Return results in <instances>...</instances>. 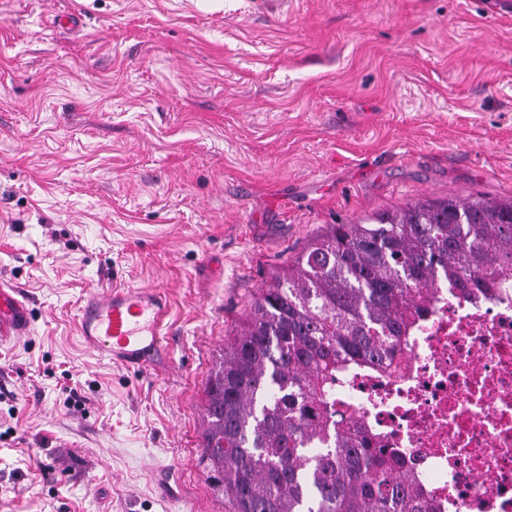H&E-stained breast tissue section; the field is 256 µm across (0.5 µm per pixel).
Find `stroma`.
I'll return each instance as SVG.
<instances>
[{
	"label": "stroma",
	"mask_w": 512,
	"mask_h": 512,
	"mask_svg": "<svg viewBox=\"0 0 512 512\" xmlns=\"http://www.w3.org/2000/svg\"><path fill=\"white\" fill-rule=\"evenodd\" d=\"M447 197L512 199L496 0H0V281L31 313L0 512H232L204 387L250 302L329 225ZM115 283L168 296L151 369L77 334Z\"/></svg>",
	"instance_id": "stroma-1"
}]
</instances>
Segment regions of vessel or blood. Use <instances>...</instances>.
<instances>
[{
    "instance_id": "obj_1",
    "label": "vessel or blood",
    "mask_w": 512,
    "mask_h": 512,
    "mask_svg": "<svg viewBox=\"0 0 512 512\" xmlns=\"http://www.w3.org/2000/svg\"><path fill=\"white\" fill-rule=\"evenodd\" d=\"M170 303L159 289L115 286L87 297L79 311L82 344L127 368L152 367L164 351ZM31 316L19 290L0 284V339L24 335Z\"/></svg>"
}]
</instances>
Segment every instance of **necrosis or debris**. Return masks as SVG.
<instances>
[{"label": "necrosis or debris", "instance_id": "obj_1", "mask_svg": "<svg viewBox=\"0 0 512 512\" xmlns=\"http://www.w3.org/2000/svg\"><path fill=\"white\" fill-rule=\"evenodd\" d=\"M336 400L402 449L440 512H512V289H441L395 373L340 381Z\"/></svg>", "mask_w": 512, "mask_h": 512}]
</instances>
